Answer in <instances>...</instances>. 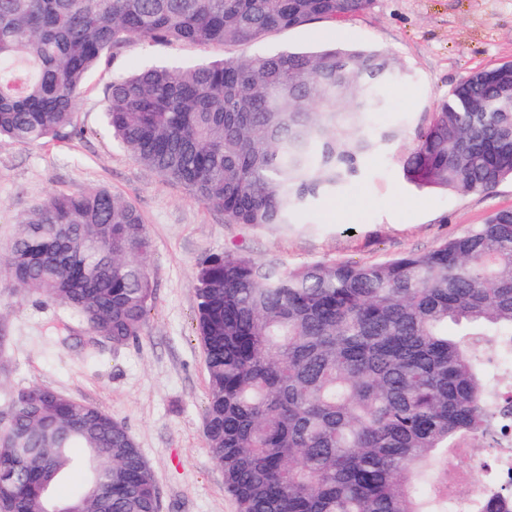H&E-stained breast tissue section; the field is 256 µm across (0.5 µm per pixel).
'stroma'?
Returning a JSON list of instances; mask_svg holds the SVG:
<instances>
[{
  "mask_svg": "<svg viewBox=\"0 0 512 512\" xmlns=\"http://www.w3.org/2000/svg\"><path fill=\"white\" fill-rule=\"evenodd\" d=\"M339 41L378 47L400 61L378 125L397 139L366 159L341 192L322 197L295 224H228L183 185L136 162L104 125L106 88L118 74L153 64L248 59L310 51ZM512 61V0H373L351 18L313 20L221 47L135 40L86 83L77 132L34 145L0 141V257L14 227L50 194L104 187L141 212L151 239L154 299L138 340L123 346L89 332L55 302L20 293L0 268V321L10 338L0 392L40 384L91 403L123 424L153 470L160 512H232L224 474L206 446L207 373L196 335V265L215 253H245L290 269L313 263H378L424 253L512 208V179L489 192L419 191L401 174L415 132L473 70ZM348 211L347 221L331 216Z\"/></svg>",
  "mask_w": 512,
  "mask_h": 512,
  "instance_id": "obj_1",
  "label": "stroma"
}]
</instances>
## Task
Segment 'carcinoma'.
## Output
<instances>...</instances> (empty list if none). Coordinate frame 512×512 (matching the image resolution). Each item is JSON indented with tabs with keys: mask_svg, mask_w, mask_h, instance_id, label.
Listing matches in <instances>:
<instances>
[{
	"mask_svg": "<svg viewBox=\"0 0 512 512\" xmlns=\"http://www.w3.org/2000/svg\"><path fill=\"white\" fill-rule=\"evenodd\" d=\"M372 0H0V140L65 137L88 76L133 39L241 43ZM397 60L325 47L169 64L117 76L105 122L138 163L227 224L288 225L340 191L398 131L376 128ZM419 188L487 192L512 177V61L455 85L402 160ZM139 210L97 188L54 193L18 224L13 287L118 345L154 299ZM208 377L204 430L234 512H448L439 454L491 446L512 389L482 343L512 334V208L422 254L288 270L244 254L194 271ZM47 386L0 410V512H157L159 487L128 429ZM82 448L75 457L70 449ZM74 468L82 485H56ZM427 487L423 498L416 487ZM476 512H512V487Z\"/></svg>",
	"mask_w": 512,
	"mask_h": 512,
	"instance_id": "1",
	"label": "carcinoma"
}]
</instances>
